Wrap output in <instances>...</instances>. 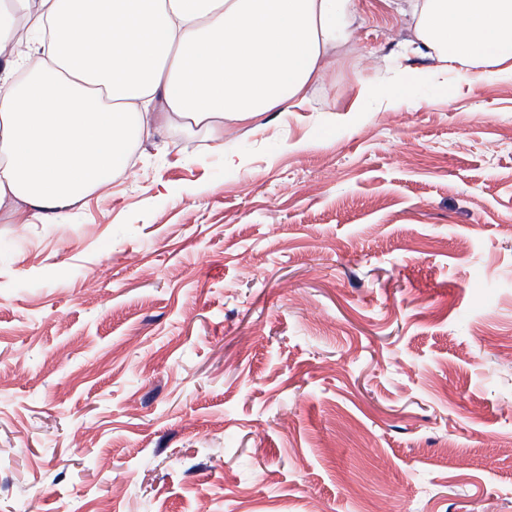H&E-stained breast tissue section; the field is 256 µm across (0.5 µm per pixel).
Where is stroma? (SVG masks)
I'll use <instances>...</instances> for the list:
<instances>
[{
  "instance_id": "obj_1",
  "label": "stroma",
  "mask_w": 512,
  "mask_h": 512,
  "mask_svg": "<svg viewBox=\"0 0 512 512\" xmlns=\"http://www.w3.org/2000/svg\"><path fill=\"white\" fill-rule=\"evenodd\" d=\"M413 37L0 223V512H512V76L341 118Z\"/></svg>"
}]
</instances>
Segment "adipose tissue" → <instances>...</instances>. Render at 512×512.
Here are the masks:
<instances>
[{
    "instance_id": "obj_1",
    "label": "adipose tissue",
    "mask_w": 512,
    "mask_h": 512,
    "mask_svg": "<svg viewBox=\"0 0 512 512\" xmlns=\"http://www.w3.org/2000/svg\"><path fill=\"white\" fill-rule=\"evenodd\" d=\"M412 50L388 101L444 73H500L512 0H408ZM359 0H0V218L25 226L109 185L153 130L224 134L322 80Z\"/></svg>"
}]
</instances>
